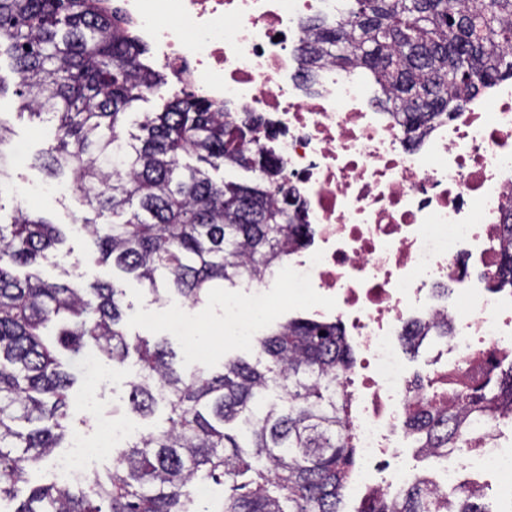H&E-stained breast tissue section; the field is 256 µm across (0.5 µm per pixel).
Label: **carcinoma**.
<instances>
[{
	"mask_svg": "<svg viewBox=\"0 0 512 512\" xmlns=\"http://www.w3.org/2000/svg\"><path fill=\"white\" fill-rule=\"evenodd\" d=\"M351 2L334 23L308 21L300 76L312 83L327 63L366 72L411 144L512 79V0ZM2 54L18 75L21 111L52 122V144L32 165L77 193L71 227L98 263L134 276L155 301L168 293L198 304L224 282L261 281L289 247L307 245L305 201L285 187L272 156L242 148L257 119L189 92L126 128L128 109L167 77L112 0H0ZM222 165L258 177L217 181L210 170ZM4 194L0 184V501L27 491L10 512H341L356 450L336 388L354 363L340 326L290 318L259 339L264 369L231 359L220 373L187 374L165 342L129 337L120 281L48 280L31 270L65 234L19 204L4 218ZM502 232L497 290L512 289V211ZM90 350L114 364L135 351L128 409L146 418L162 407L166 426L134 432L89 481L31 486L30 470L71 435L73 388L87 381L72 367ZM272 383L279 402L268 405ZM451 394L449 404L429 394L414 402L405 427L422 447L471 449L470 425L512 404V369ZM208 481L230 494L198 507L188 489ZM360 512L488 510L466 493L450 503L419 481Z\"/></svg>",
	"mask_w": 512,
	"mask_h": 512,
	"instance_id": "cac0c4a2",
	"label": "carcinoma"
}]
</instances>
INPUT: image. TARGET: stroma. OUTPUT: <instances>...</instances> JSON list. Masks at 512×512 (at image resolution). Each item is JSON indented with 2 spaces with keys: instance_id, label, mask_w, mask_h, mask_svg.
I'll return each instance as SVG.
<instances>
[{
  "instance_id": "1",
  "label": "stroma",
  "mask_w": 512,
  "mask_h": 512,
  "mask_svg": "<svg viewBox=\"0 0 512 512\" xmlns=\"http://www.w3.org/2000/svg\"><path fill=\"white\" fill-rule=\"evenodd\" d=\"M0 78L8 86L0 95V118L10 129L8 148L16 155L12 193L21 199L26 210L56 224H69L72 213L80 208L79 200L72 194L60 197L47 193L49 178L31 165L33 156L49 145L47 126L21 112L19 99L12 91L18 77L9 58L0 59ZM65 269L78 282L108 281L113 276L111 266L96 263L89 241L83 236L69 237L65 252L48 251L39 266L42 277L54 280L60 279ZM124 288L123 309L129 333L166 340L175 354L176 365L185 372L215 374L222 371L225 360L236 357L257 362L259 354L254 342L240 341L235 330L224 326V296L234 293V286L212 290L204 302L194 306L175 295L164 302L155 301L148 288L130 277L125 278ZM101 374L93 389L81 387L75 393L76 427L89 441L100 440L97 421L105 414L114 423L146 432L163 424V414L142 419L129 412L128 390L121 372L107 365Z\"/></svg>"
}]
</instances>
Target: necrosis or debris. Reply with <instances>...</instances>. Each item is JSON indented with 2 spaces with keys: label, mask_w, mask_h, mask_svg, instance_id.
Returning a JSON list of instances; mask_svg holds the SVG:
<instances>
[{
  "label": "necrosis or debris",
  "mask_w": 512,
  "mask_h": 512,
  "mask_svg": "<svg viewBox=\"0 0 512 512\" xmlns=\"http://www.w3.org/2000/svg\"><path fill=\"white\" fill-rule=\"evenodd\" d=\"M343 0H115L132 21L150 64L168 88L195 93L239 115L260 116L247 139L273 154L281 177L307 203L310 243L288 256L280 280L316 319L342 326L356 354L338 388L350 404L361 501L396 497L428 461L440 494L512 471V416L476 426L455 456L426 448L408 455L404 421L426 392L512 359V289L495 291L501 218L512 204V82H499L416 145L371 89L321 69L314 86L298 77V49L313 17L335 20ZM437 343L430 372L412 370L405 339ZM103 440L76 436L53 469L82 481L86 463L121 447L127 427L99 422Z\"/></svg>",
  "instance_id": "4bbe7bcc"
}]
</instances>
